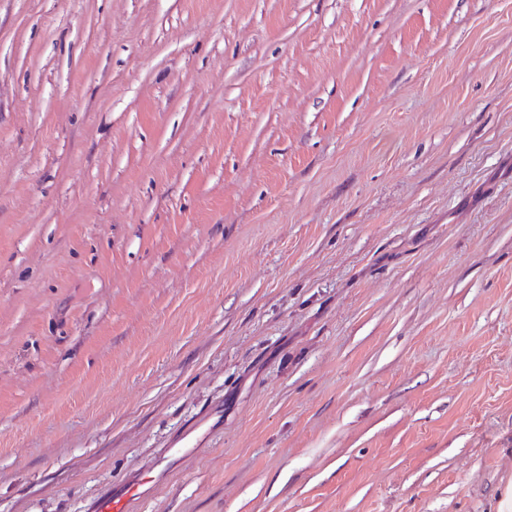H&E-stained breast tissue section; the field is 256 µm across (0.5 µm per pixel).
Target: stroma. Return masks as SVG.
Instances as JSON below:
<instances>
[{"mask_svg": "<svg viewBox=\"0 0 512 512\" xmlns=\"http://www.w3.org/2000/svg\"><path fill=\"white\" fill-rule=\"evenodd\" d=\"M497 512L512 0H0V512Z\"/></svg>", "mask_w": 512, "mask_h": 512, "instance_id": "stroma-1", "label": "stroma"}]
</instances>
